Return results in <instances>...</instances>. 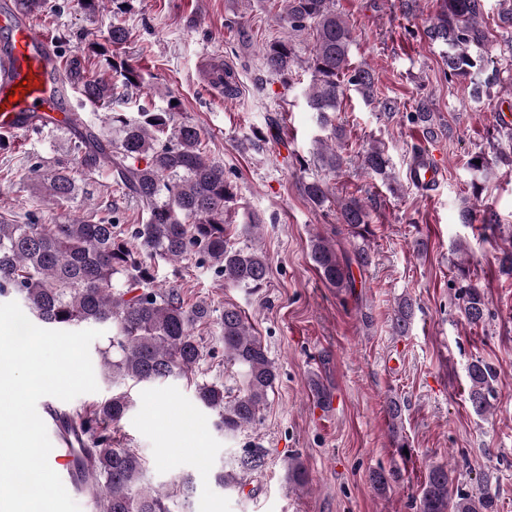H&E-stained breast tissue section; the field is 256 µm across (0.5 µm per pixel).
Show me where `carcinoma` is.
Instances as JSON below:
<instances>
[{
    "label": "carcinoma",
    "instance_id": "carcinoma-1",
    "mask_svg": "<svg viewBox=\"0 0 512 512\" xmlns=\"http://www.w3.org/2000/svg\"><path fill=\"white\" fill-rule=\"evenodd\" d=\"M129 0H86L91 12L126 9ZM498 26L512 29V0H496ZM484 0H439L427 35L443 47L448 78L470 81L472 93H483L479 76L492 62L486 50L483 25ZM278 20L291 32H309L314 44L310 55L299 58L293 40H274L262 50L263 64L271 75L289 85L297 67H305L311 79L305 89L308 109L316 113L324 137L314 140L313 164L324 172L302 183L304 195L316 207L330 202L332 187L327 175L351 163L346 156L348 135L337 122L347 92L354 90L368 102L377 101L394 117V104L383 96L373 70L351 62L356 37L348 21L336 11L335 0H284ZM87 50L105 57L106 65L119 73L124 89L140 87L141 72L118 54L92 42ZM80 61L62 72L63 84L76 85L82 98L109 109L104 125L97 126L76 116L72 121L49 118L45 128L67 129L75 140L71 159L42 174L34 165L30 174L44 200L62 203L77 199L80 187L72 165L88 170L108 167L113 182L142 202L147 216L142 223L129 224L124 213L112 208V219L85 220L68 216L60 224H10L0 219V299L16 296L27 309L28 319L41 327L72 330L83 324H99L110 335L100 350L104 376L114 382L152 385L183 378L193 385L199 406L215 416L214 425L232 436L253 426L268 404L278 379V369L242 310L227 304L217 317L219 340L224 354L205 349L195 335L198 326L214 318V309L204 301L189 303L182 289L157 277L156 263L191 262L208 268L224 280L226 288L247 292L263 287L268 280V257L256 245L265 219L252 213L244 232L249 242L233 246L227 241L224 215L237 202L236 186L224 174V165L205 155L200 129L191 123H174L176 105L159 111H143L131 118L112 109V84L102 78L77 77ZM405 118L424 136L435 135L436 113L428 99L417 101ZM509 141L495 148V159L480 150L467 160L471 173L473 205L462 207L461 223L480 222L484 229L500 228L498 215L482 200L483 182L492 161L512 167V128L504 124ZM364 173L392 184L395 181L390 156L375 141L357 153ZM480 164H475V161ZM371 205L359 197L343 200L337 223L363 240L372 235ZM311 260L322 279L332 288H355L351 261H342L331 242L320 235L311 240ZM455 299L470 326H483L489 318L485 293L472 283L470 272L459 269ZM415 317L408 297L397 303L391 319L392 333L404 336ZM224 360L242 370V388L235 396L224 392V384L198 376L205 357ZM496 373L482 359L468 366V402L479 416L491 413ZM131 406L125 391L100 403L68 411L49 410L66 436L74 456L78 482L100 501L101 512H167L171 491L155 486L145 477L142 458L112 436L116 425ZM266 451L244 448L232 470L220 471L218 485L244 491L247 478L264 469ZM288 481L295 489L308 483L304 466H288ZM452 471L444 465L431 467L421 484L418 512H493L494 502L480 490L451 489Z\"/></svg>",
    "mask_w": 512,
    "mask_h": 512
}]
</instances>
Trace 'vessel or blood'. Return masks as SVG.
<instances>
[{
  "label": "vessel or blood",
  "instance_id": "1",
  "mask_svg": "<svg viewBox=\"0 0 512 512\" xmlns=\"http://www.w3.org/2000/svg\"><path fill=\"white\" fill-rule=\"evenodd\" d=\"M11 44L0 53V132L32 133L42 118L61 117L70 106L59 91L57 61L47 35L27 20L8 17ZM71 497L80 489L73 476L69 448L58 446L49 455Z\"/></svg>",
  "mask_w": 512,
  "mask_h": 512
}]
</instances>
